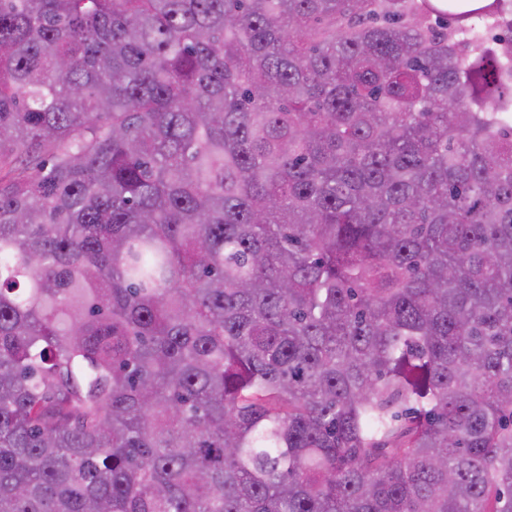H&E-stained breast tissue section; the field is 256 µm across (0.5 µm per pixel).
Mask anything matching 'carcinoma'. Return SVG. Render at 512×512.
<instances>
[{
  "label": "carcinoma",
  "instance_id": "1",
  "mask_svg": "<svg viewBox=\"0 0 512 512\" xmlns=\"http://www.w3.org/2000/svg\"><path fill=\"white\" fill-rule=\"evenodd\" d=\"M0 512H512V0H0Z\"/></svg>",
  "mask_w": 512,
  "mask_h": 512
}]
</instances>
